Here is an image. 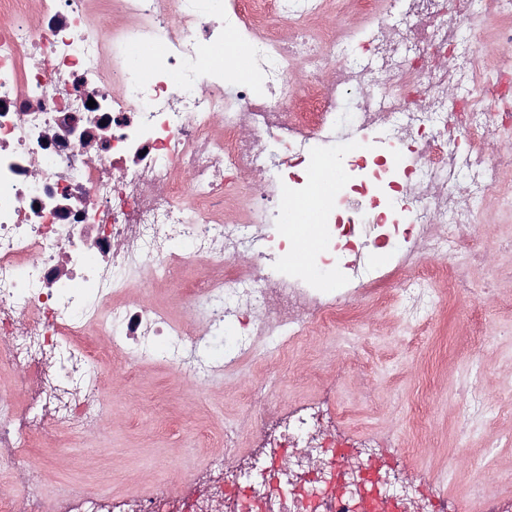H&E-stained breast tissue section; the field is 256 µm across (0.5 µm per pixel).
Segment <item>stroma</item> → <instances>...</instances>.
<instances>
[{
  "mask_svg": "<svg viewBox=\"0 0 512 512\" xmlns=\"http://www.w3.org/2000/svg\"><path fill=\"white\" fill-rule=\"evenodd\" d=\"M470 279L471 290L455 296L427 282L432 304L410 340L392 303H361L341 320L355 335L349 348L334 336H309L202 386L177 381L161 359L145 360L135 379L112 375L101 414L56 430L63 456L50 461L34 447L30 462L45 472L49 494L74 483L145 493L178 483L189 468L206 493L224 430L238 426L250 385L267 371L280 376L276 404L335 385L344 426L396 442L423 494L447 495L460 512H470L475 495H512V402L504 399L512 390V252L490 249ZM475 374L491 410L471 426L468 456L459 460L457 421L470 406L460 386Z\"/></svg>",
  "mask_w": 512,
  "mask_h": 512,
  "instance_id": "35a3bbf8",
  "label": "stroma"
}]
</instances>
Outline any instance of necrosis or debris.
<instances>
[{"instance_id":"necrosis-or-debris-1","label":"necrosis or debris","mask_w":512,"mask_h":512,"mask_svg":"<svg viewBox=\"0 0 512 512\" xmlns=\"http://www.w3.org/2000/svg\"><path fill=\"white\" fill-rule=\"evenodd\" d=\"M325 5L0 0V370L12 373L0 386V478L27 487L20 503L1 488L0 512H50L24 449L36 437L58 456L54 426L103 405L91 375L111 374L113 352L129 375L163 349L177 378L203 385L206 337L234 330L233 372L335 327L418 250L440 258L426 276L452 294L485 262L470 201L512 199V88L507 59L477 68L481 32L457 31L494 19L511 44L512 0H353L359 26L321 29ZM228 36L247 50L249 81L236 55L208 58ZM155 42L165 48L149 62L130 53ZM327 153L338 188L304 268L287 267L284 203L308 194ZM241 173L258 184L239 187ZM229 191L240 198L232 222ZM444 223L448 235L433 236ZM156 278L176 283L188 322L126 300L134 280ZM242 417L263 444L245 449L225 430L207 500L190 471L130 500L74 485L52 512H457L444 495L420 502L379 440L327 437L334 390Z\"/></svg>"}]
</instances>
